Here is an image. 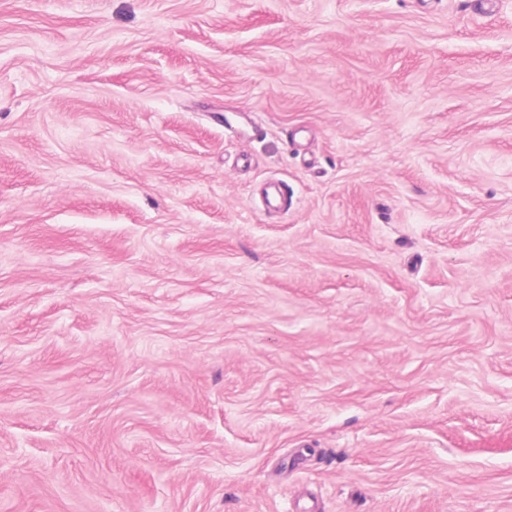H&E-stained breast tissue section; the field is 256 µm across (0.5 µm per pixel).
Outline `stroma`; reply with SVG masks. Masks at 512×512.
I'll use <instances>...</instances> for the list:
<instances>
[{"mask_svg": "<svg viewBox=\"0 0 512 512\" xmlns=\"http://www.w3.org/2000/svg\"><path fill=\"white\" fill-rule=\"evenodd\" d=\"M0 512H512V0H0Z\"/></svg>", "mask_w": 512, "mask_h": 512, "instance_id": "35a3bbf8", "label": "stroma"}]
</instances>
